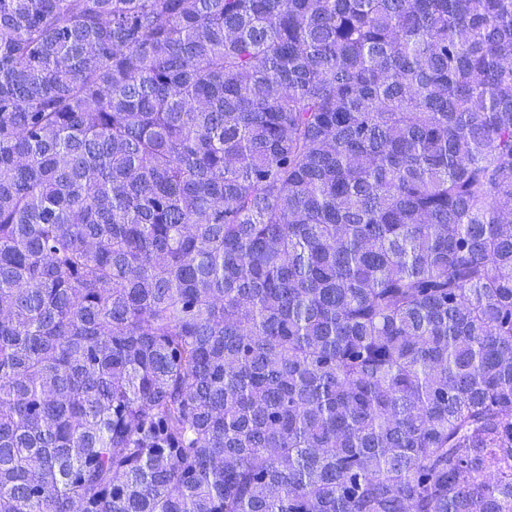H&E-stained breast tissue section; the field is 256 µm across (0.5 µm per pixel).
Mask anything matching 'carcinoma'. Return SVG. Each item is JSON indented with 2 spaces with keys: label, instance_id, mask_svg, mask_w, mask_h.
Listing matches in <instances>:
<instances>
[{
  "label": "carcinoma",
  "instance_id": "carcinoma-1",
  "mask_svg": "<svg viewBox=\"0 0 512 512\" xmlns=\"http://www.w3.org/2000/svg\"><path fill=\"white\" fill-rule=\"evenodd\" d=\"M512 0H0V512H512Z\"/></svg>",
  "mask_w": 512,
  "mask_h": 512
}]
</instances>
